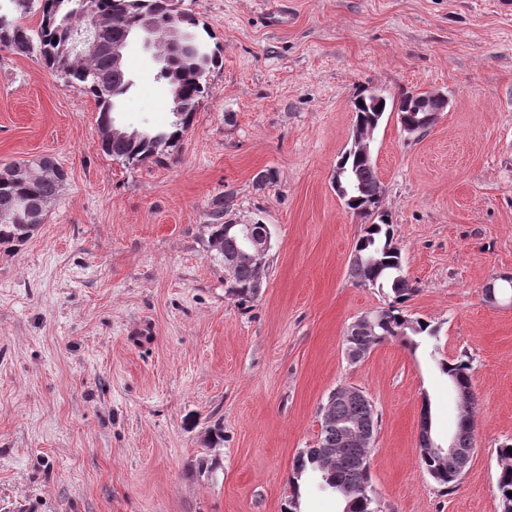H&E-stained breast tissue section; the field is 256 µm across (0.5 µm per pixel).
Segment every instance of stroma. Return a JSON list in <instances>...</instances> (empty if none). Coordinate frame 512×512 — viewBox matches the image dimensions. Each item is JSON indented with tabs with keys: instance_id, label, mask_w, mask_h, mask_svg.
<instances>
[{
	"instance_id": "1",
	"label": "stroma",
	"mask_w": 512,
	"mask_h": 512,
	"mask_svg": "<svg viewBox=\"0 0 512 512\" xmlns=\"http://www.w3.org/2000/svg\"><path fill=\"white\" fill-rule=\"evenodd\" d=\"M219 61L193 121L158 158L102 149L99 108L39 55L0 49V164L53 158L68 180L44 224L0 247V512H342L320 477L293 482L321 408L362 389L378 416L372 486L387 512H501L497 450L512 440V0H176ZM117 116L172 120L169 86L139 43ZM439 92L420 137L386 113L373 158L436 347L389 340L349 363L344 337L381 290L356 284L359 219L338 197L361 90ZM275 183L259 187L264 169ZM268 224L258 300L225 292L207 251L208 204ZM473 358L475 450L442 490L421 467L418 425L457 432L439 368ZM224 440L211 445L214 425Z\"/></svg>"
}]
</instances>
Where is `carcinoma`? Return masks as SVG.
I'll list each match as a JSON object with an SVG mask.
<instances>
[{
  "mask_svg": "<svg viewBox=\"0 0 512 512\" xmlns=\"http://www.w3.org/2000/svg\"><path fill=\"white\" fill-rule=\"evenodd\" d=\"M37 7L40 12V28L36 34L18 23L22 17ZM153 17L159 33L155 51L166 50L165 39L175 35L190 45L189 52L181 62L159 78L166 81L171 89V112L173 121L170 128L159 131H143L137 138H119L107 135L112 129L113 103L124 97L131 89L127 78H117L112 54L108 47L128 40L136 29L138 20ZM96 16H102L106 24L99 28V48L76 61L71 52L73 28L84 25ZM197 19L177 9L175 0H0V46L28 56H40L46 67L64 73L67 83L78 85L93 95L99 105V124L102 133V147L105 153L115 159L132 164L143 163L164 147L177 141L190 126L199 99L206 91V77L210 67L217 64V52L208 50L200 38ZM427 96L425 92L407 91L392 106L387 98H378L363 92L353 102L355 120L365 131H375L384 119L386 109L416 119L422 113L416 111L418 102ZM335 179L349 188L344 204L348 211L363 224L362 233L355 250L362 256V262L349 266V273L359 284L373 285L387 289L389 301L380 309L379 324L374 336H356L351 345L364 353L389 340L401 339L409 346L416 347L415 337L437 338L438 330L430 323L407 314L405 303L416 289L403 274L401 248L393 242L392 221L383 208L384 191L379 179L373 156L358 148H348L336 164ZM61 182L53 177L26 174L22 178L0 177V217H9L27 209L35 218L46 219V208L61 191ZM234 206L230 193L211 200L207 210L210 229L207 244H215L221 257L228 258L238 253V239L224 232L227 216ZM32 230L21 224L0 220V244L22 243ZM258 272L247 262L239 264L237 272L227 283V293L241 305L256 300L254 286ZM441 369L453 384L460 387L472 381L470 357L462 354L456 359L441 362ZM330 424H321L318 446L300 451L293 460L294 479L306 474L318 473L325 483L336 489L340 484L351 489L345 498L343 512H376L377 504L371 483L368 448H354L341 445V436L336 425L344 421H367L371 430H376L378 415L358 402L332 400L326 404ZM460 444L463 448L474 447L472 408L460 414ZM505 443L497 448L501 461L497 478V493L501 512H512V453ZM419 461L428 475L439 486L451 490L461 480L456 463L441 460L428 453H419Z\"/></svg>",
  "mask_w": 512,
  "mask_h": 512,
  "instance_id": "carcinoma-1",
  "label": "carcinoma"
}]
</instances>
